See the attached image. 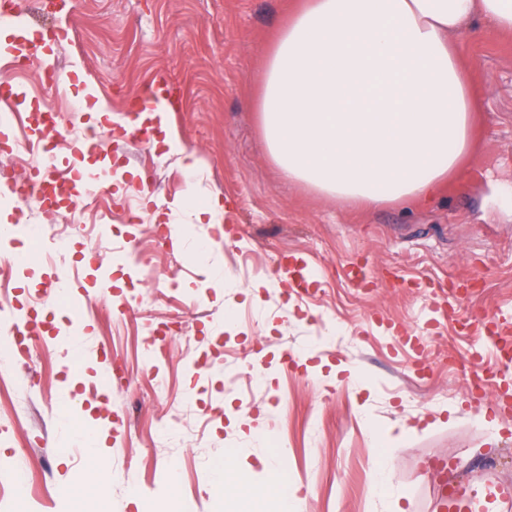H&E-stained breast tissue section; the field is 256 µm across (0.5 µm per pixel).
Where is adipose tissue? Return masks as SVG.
<instances>
[{
    "label": "adipose tissue",
    "instance_id": "1",
    "mask_svg": "<svg viewBox=\"0 0 512 512\" xmlns=\"http://www.w3.org/2000/svg\"><path fill=\"white\" fill-rule=\"evenodd\" d=\"M480 18L512 34V0H305L267 55L263 144L289 179L366 206L437 194L473 148L476 93L450 42ZM228 460L227 512H293L299 486Z\"/></svg>",
    "mask_w": 512,
    "mask_h": 512
}]
</instances>
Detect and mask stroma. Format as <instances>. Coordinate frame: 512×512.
<instances>
[{
    "label": "stroma",
    "mask_w": 512,
    "mask_h": 512,
    "mask_svg": "<svg viewBox=\"0 0 512 512\" xmlns=\"http://www.w3.org/2000/svg\"><path fill=\"white\" fill-rule=\"evenodd\" d=\"M15 2L59 32L52 60L24 63L29 98L68 122L67 99L92 91L112 145L85 155L105 191L82 226L36 199L0 197L10 223L42 225L55 245L24 273L0 272L14 314L25 317L28 297L63 271L85 297L77 311L52 303L62 332L25 353L0 349L18 388L0 395V512H73L68 488L91 459L64 426L69 393L84 429L104 440L110 512H225L210 482L229 457L278 456L284 484L303 488L295 512H434L437 461L482 503L490 481L512 484V408L472 394L463 370L487 339L461 329L462 313L428 287L467 277L462 312L512 320L511 34L477 19L453 38L479 95L475 150L458 176L429 203L363 208L288 180L262 142L261 74L300 0ZM51 72L84 83L52 90ZM160 78L180 96L161 123L199 156L197 179L221 195L223 223H194V178L178 154L124 133L142 111L138 91ZM161 203L176 204L182 235L158 256ZM132 210L140 222H128ZM101 265L113 268L105 294L94 286ZM354 265L368 281H351ZM227 275L257 295L225 287ZM175 317L174 340L160 345V324ZM249 360L264 367L260 386L244 373ZM383 466L390 489L379 495Z\"/></svg>",
    "instance_id": "obj_1"
}]
</instances>
